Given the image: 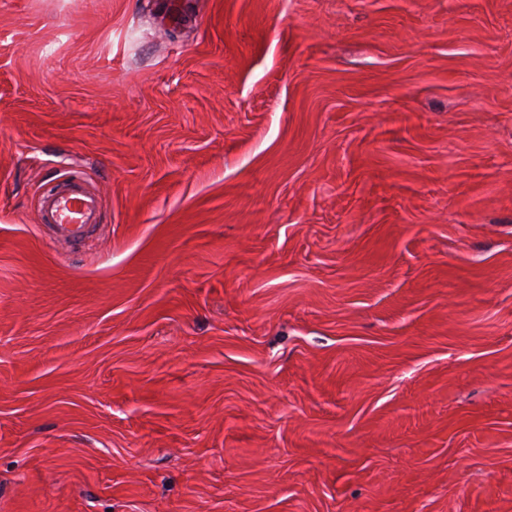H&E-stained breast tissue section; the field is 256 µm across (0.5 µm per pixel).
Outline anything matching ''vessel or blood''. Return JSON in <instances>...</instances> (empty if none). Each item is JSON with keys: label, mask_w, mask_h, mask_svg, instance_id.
Here are the masks:
<instances>
[{"label": "vessel or blood", "mask_w": 512, "mask_h": 512, "mask_svg": "<svg viewBox=\"0 0 512 512\" xmlns=\"http://www.w3.org/2000/svg\"><path fill=\"white\" fill-rule=\"evenodd\" d=\"M40 210L45 222L54 227V239L58 242H79L100 224L97 195L76 182L70 183L68 192L46 193Z\"/></svg>", "instance_id": "b4317fda"}]
</instances>
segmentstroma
<instances>
[{"instance_id":"stroma-1","label":"stroma","mask_w":512,"mask_h":512,"mask_svg":"<svg viewBox=\"0 0 512 512\" xmlns=\"http://www.w3.org/2000/svg\"><path fill=\"white\" fill-rule=\"evenodd\" d=\"M0 512H512V0H0ZM67 185V193L48 192L40 204L45 222L55 228V236L51 238L54 244L63 240L79 242L85 233L101 224L97 195L86 191L79 183Z\"/></svg>"}]
</instances>
